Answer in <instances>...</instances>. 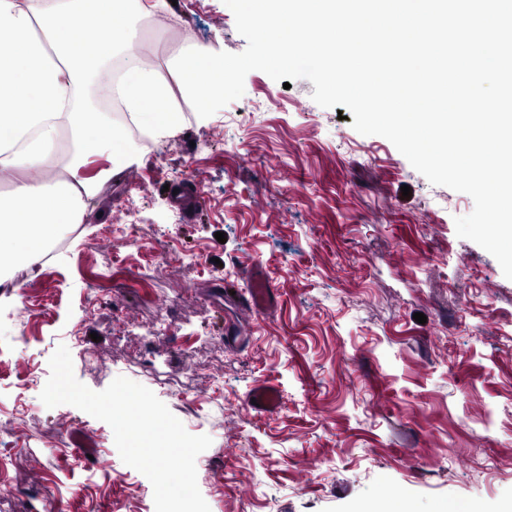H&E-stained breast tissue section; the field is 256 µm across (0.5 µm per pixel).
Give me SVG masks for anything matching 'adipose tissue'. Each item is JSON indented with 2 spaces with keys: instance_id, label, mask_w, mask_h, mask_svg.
Instances as JSON below:
<instances>
[{
  "instance_id": "1",
  "label": "adipose tissue",
  "mask_w": 512,
  "mask_h": 512,
  "mask_svg": "<svg viewBox=\"0 0 512 512\" xmlns=\"http://www.w3.org/2000/svg\"><path fill=\"white\" fill-rule=\"evenodd\" d=\"M129 0H81L74 7L55 0H0V179L12 188L0 194V288L11 287L8 269L20 263L45 264L61 231L84 221L85 201L93 197L110 169L99 177L79 178L92 157L111 165L135 157L112 124L85 120L76 89L93 80L101 96L113 97L115 72L110 62L123 53L128 87L123 104L132 118L155 136L171 135L181 114L168 90L143 64L144 50L124 21ZM95 29L93 41L79 37ZM70 137L74 151L60 144ZM43 180L27 179L29 171Z\"/></svg>"
}]
</instances>
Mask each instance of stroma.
<instances>
[{"instance_id": "obj_1", "label": "stroma", "mask_w": 512, "mask_h": 512, "mask_svg": "<svg viewBox=\"0 0 512 512\" xmlns=\"http://www.w3.org/2000/svg\"><path fill=\"white\" fill-rule=\"evenodd\" d=\"M133 13L181 128L134 144L138 162L88 200L51 261L0 288V409L13 415L0 512L155 510L107 423L42 403L61 344L90 389L126 377L211 437L196 460L210 512H512V280L456 234L472 198L316 104L305 79L250 72L240 99L198 117L171 61L191 45L242 52L231 10L136 0ZM192 183L189 215L171 191ZM255 274L277 290L263 310L233 294ZM262 382L281 393L271 415L246 399Z\"/></svg>"}]
</instances>
